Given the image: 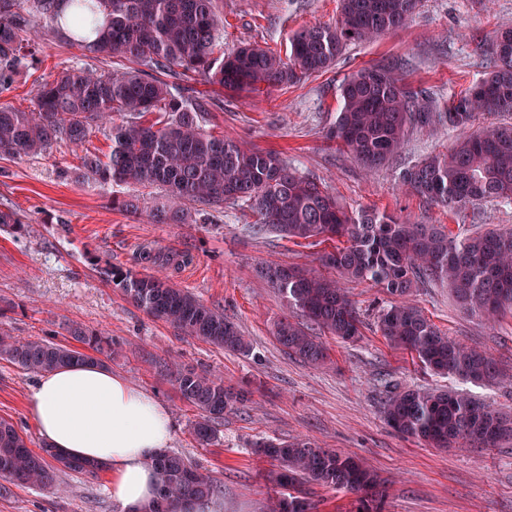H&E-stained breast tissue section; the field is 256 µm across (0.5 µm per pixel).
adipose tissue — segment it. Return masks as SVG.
I'll list each match as a JSON object with an SVG mask.
<instances>
[{"label": "adipose tissue", "instance_id": "1", "mask_svg": "<svg viewBox=\"0 0 512 512\" xmlns=\"http://www.w3.org/2000/svg\"><path fill=\"white\" fill-rule=\"evenodd\" d=\"M29 413L42 443L66 456L109 471V493L124 512L151 501V462L171 444L166 407L111 370L92 363L41 374Z\"/></svg>", "mask_w": 512, "mask_h": 512}]
</instances>
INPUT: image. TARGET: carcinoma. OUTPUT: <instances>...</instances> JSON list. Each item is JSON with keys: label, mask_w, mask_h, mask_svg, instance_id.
I'll use <instances>...</instances> for the list:
<instances>
[{"label": "carcinoma", "mask_w": 512, "mask_h": 512, "mask_svg": "<svg viewBox=\"0 0 512 512\" xmlns=\"http://www.w3.org/2000/svg\"><path fill=\"white\" fill-rule=\"evenodd\" d=\"M0 0V90L15 83L33 53L23 33L38 22L59 31L70 26V41L82 52L124 58L132 71L94 73L79 64L33 88L35 107L21 112L0 106V155L33 156L65 142L83 149L78 170L101 184L162 185L167 201L148 211L136 199L112 198V206L144 215L154 224H185V204L221 211L243 202L256 215L251 229L287 239L333 243L321 256L331 270L310 275L293 266L263 269L288 309L305 317L304 328L286 319L276 323L277 342L308 362L327 359L311 333L328 330L344 342L360 335L361 316L343 283L366 280L392 301L378 326L392 346L408 351L431 371L477 384L494 383L505 370L491 355L442 335L407 301L412 289L441 282L466 313L494 320L512 311V228L452 234L434 224H412L377 210L353 214L316 178L297 172L279 154L247 149L203 127L206 99L162 81V72L194 73L229 91L259 93L262 86L294 83L328 70L349 42L371 41L402 29L418 0H340L335 22L306 27L290 39L288 56L254 44L230 52L218 41L214 0ZM486 76L465 93L441 100L413 88L401 74L407 63L391 58L347 76L338 87L339 108L329 137L351 158L373 171L399 155L411 129L448 127L458 132L447 154H432L400 172L406 191L451 211L487 200L512 203V29L496 32ZM157 114L153 120L146 119ZM109 127L111 151L100 156L84 148L92 131ZM109 281L146 313L224 349L247 354L248 340L189 291L156 274L121 268L105 271ZM71 339L100 353L104 336L81 329ZM0 357L33 373L102 359L71 345L0 335ZM183 400L199 410L194 434L214 439L212 422L245 401L216 375L180 372ZM387 422L401 434L434 448L460 444L497 448L512 442V413L492 408L454 390L408 389L388 398ZM253 454L276 463V481L288 493L273 512H317L315 487L355 495L356 512H381L386 487L378 474L354 456L319 448L309 439H267ZM157 495L143 508L177 512V504L215 496L220 486L210 471L180 453L155 459ZM95 475L101 471L64 457L47 446L35 451L12 421L0 418V494L9 485L56 486L58 473Z\"/></svg>", "instance_id": "1"}]
</instances>
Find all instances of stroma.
<instances>
[{
  "mask_svg": "<svg viewBox=\"0 0 512 512\" xmlns=\"http://www.w3.org/2000/svg\"><path fill=\"white\" fill-rule=\"evenodd\" d=\"M215 11L224 22L225 48L256 43L283 55L301 28L335 22L338 0H216ZM504 26L512 27V0H421L405 28L347 45L334 66L295 84L255 96L220 89L194 74L176 81L210 99L207 131L281 153L299 173L321 179L350 211L377 209L452 231L461 225L508 228L512 203L451 212L401 189L404 165L453 146L456 134L448 128L410 131L400 158L369 175L329 139L337 89L349 73L402 57L409 61L405 83L445 98L488 72L490 55L476 45L490 43ZM25 37L38 49L39 62L0 92V105L19 111L32 110L35 83L53 80L72 63L102 73L121 66L109 57L82 55L67 35L43 24ZM77 166L64 143L36 157L0 155V209L17 218L0 226V334L67 344L68 328L77 324L111 337L110 368L165 405L174 428L171 451L212 472L222 486L224 512H268L282 494L270 478L271 465L252 452L256 441L269 438H308L359 457L388 481L384 512H512V444L434 448L399 434L383 415L390 393L419 387L464 390L492 407L512 408V384L484 386L436 375L391 346L377 325L390 298L367 281L347 284L364 320L357 340L323 334L330 353L324 364L290 355L273 330L281 318L298 315L262 270L294 265L322 272L319 257L330 243L254 233L255 217L241 204L225 205L208 224H150L113 208L112 198L133 195L149 208L163 201V187L102 185L79 178ZM174 254L187 256V263L154 262ZM111 266L164 275L189 290L238 327L252 345L249 355L148 315L107 281L104 271ZM411 301L442 333L512 368V313L494 323L465 314L438 283L416 288ZM186 369L219 375L225 385L251 392L244 407L215 422L216 437L207 445L193 434L197 410L174 386L176 373ZM36 379L0 358V417L12 420L33 449L41 445L28 410ZM109 485L105 472H63L53 490L13 486L0 497V512H123Z\"/></svg>",
  "mask_w": 512,
  "mask_h": 512,
  "instance_id": "35a3bbf8",
  "label": "stroma"
}]
</instances>
